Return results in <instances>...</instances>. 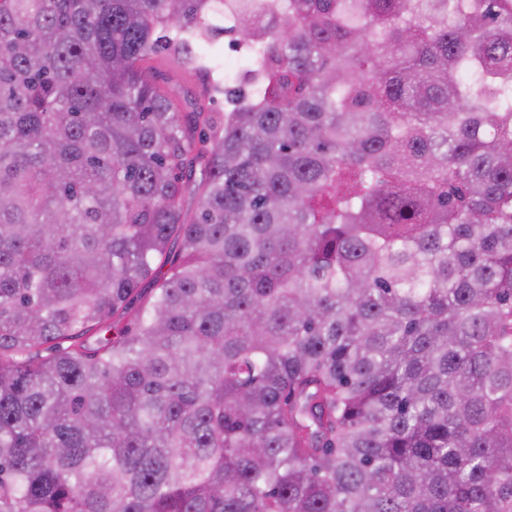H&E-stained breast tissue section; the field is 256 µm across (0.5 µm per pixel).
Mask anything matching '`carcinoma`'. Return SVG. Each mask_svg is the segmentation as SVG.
I'll use <instances>...</instances> for the list:
<instances>
[{"label": "carcinoma", "mask_w": 512, "mask_h": 512, "mask_svg": "<svg viewBox=\"0 0 512 512\" xmlns=\"http://www.w3.org/2000/svg\"><path fill=\"white\" fill-rule=\"evenodd\" d=\"M0 512H512V0H0ZM152 65L155 66L158 70L164 73V76L167 81V85L171 89H175L183 94H190L193 96H201L205 93L206 89H208L213 82L212 74L200 73L195 77H185L182 75L174 74L168 72L163 65L161 58H156Z\"/></svg>", "instance_id": "1"}]
</instances>
